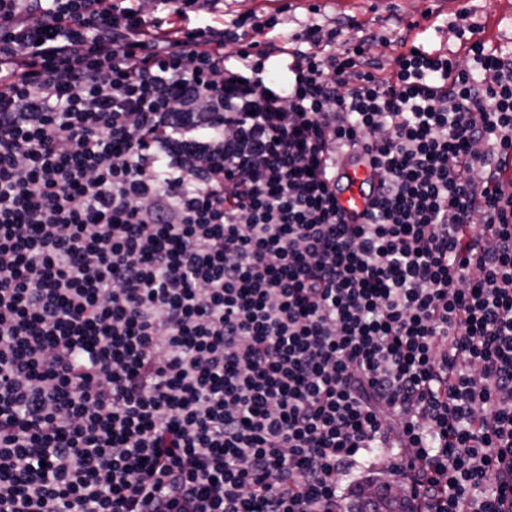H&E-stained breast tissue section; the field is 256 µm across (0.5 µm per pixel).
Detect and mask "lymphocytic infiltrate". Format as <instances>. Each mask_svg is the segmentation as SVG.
Here are the masks:
<instances>
[{
    "mask_svg": "<svg viewBox=\"0 0 512 512\" xmlns=\"http://www.w3.org/2000/svg\"><path fill=\"white\" fill-rule=\"evenodd\" d=\"M222 3L0 0V512H512V56ZM372 176L370 166L361 156H351L336 149V181L340 183L336 197L350 218L349 222L358 221L369 209L368 185ZM354 509L358 512H411L413 504L409 497L400 495L385 483L379 484L372 495H366L365 485L353 491Z\"/></svg>",
    "mask_w": 512,
    "mask_h": 512,
    "instance_id": "obj_1",
    "label": "lymphocytic infiltrate"
}]
</instances>
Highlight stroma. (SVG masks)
Listing matches in <instances>:
<instances>
[{"label":"stroma","mask_w":512,"mask_h":512,"mask_svg":"<svg viewBox=\"0 0 512 512\" xmlns=\"http://www.w3.org/2000/svg\"><path fill=\"white\" fill-rule=\"evenodd\" d=\"M250 11L279 13L280 29L286 33L338 21L346 40L368 32L387 37V44L374 49L386 64L400 52L398 39L411 24L429 48L456 51L464 34L477 32L488 45L512 53V0H349L316 14L296 5L278 7L275 0H224L225 17Z\"/></svg>","instance_id":"1"}]
</instances>
